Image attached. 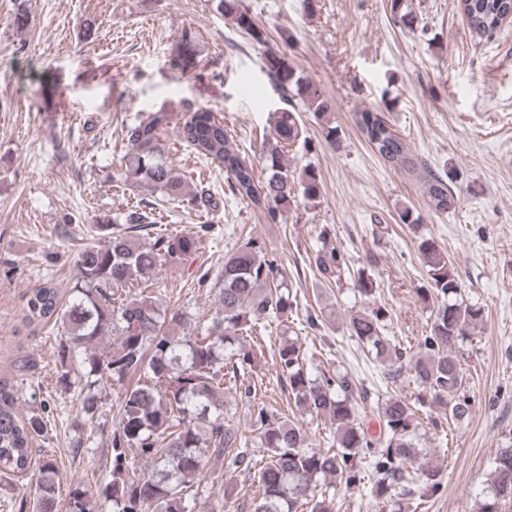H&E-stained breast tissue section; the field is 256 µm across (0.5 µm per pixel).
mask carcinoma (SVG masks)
Returning a JSON list of instances; mask_svg holds the SVG:
<instances>
[{"instance_id":"obj_1","label":"carcinoma","mask_w":512,"mask_h":512,"mask_svg":"<svg viewBox=\"0 0 512 512\" xmlns=\"http://www.w3.org/2000/svg\"><path fill=\"white\" fill-rule=\"evenodd\" d=\"M458 8L472 32L489 38L503 19L512 15V0H458ZM217 11L253 40L261 31L241 0H217ZM392 11L408 27L414 17L408 0H392ZM268 73L281 91L286 107L271 113L272 129L261 149L265 176L258 180L252 161L232 144L224 119L209 109L188 107L173 114L149 112L122 128L127 151L121 164L144 187L169 199L190 196L204 211L219 202L211 188L188 189L168 160L164 144L168 131L196 158L227 178L232 195L249 202L269 224L279 223L298 199L321 194L319 172L307 166L294 177L284 163L285 149L302 144L303 130L295 108L302 103L320 117L327 105L318 90L279 56L266 59ZM355 125L374 154L408 177L425 185L428 207L436 213L454 208L452 172L440 174L419 157L411 144L379 112L355 113ZM126 224L121 230L112 225ZM146 210L136 206L97 225L103 242L78 255V274L61 296L50 281L26 292L24 320L54 322L62 329L55 348L57 383L78 390L85 421L99 418L103 393L119 388L118 420L112 430L109 481L96 495L80 488L59 499L58 474L52 461L38 467L32 499H8L9 508L24 512H195L192 482L204 470L206 456L231 458L232 464L254 474L253 512H333L330 484L360 482L351 461L362 455L372 468L371 494L380 504L402 512L403 500L415 488L438 487V471L420 462L421 422L417 403L398 394L375 393L379 432L360 421L358 401L369 390L349 373L329 376L297 336L279 341L273 351L275 368L288 382V396L311 418L330 423L329 439L336 451L312 447L303 426L270 414L257 401L255 353L249 338L271 316H285L297 306V293L285 266L256 234L242 238L224 258L215 280L216 311L208 322L196 321L184 308H163L154 287L162 265L182 263L202 245L206 226L183 233H159L151 244L140 234L152 229ZM418 250L428 276L419 289L426 302L441 303L432 313L429 335L409 352L386 334L387 311L376 308L353 315L349 336L367 350L381 387L397 382L409 366L416 382L433 403L447 411L448 420L469 416L472 398L459 356L471 329L484 309L461 296L451 273L452 261L434 239L422 237ZM313 262L320 279L342 284L350 272L348 253L318 237ZM140 292L131 293L133 282ZM358 293L372 297L375 279L360 270L354 278ZM250 409V433H239L234 415L238 405ZM47 432L40 413L21 414L14 393L0 388V494L15 489L13 479L32 467L33 443ZM512 503V444L498 450L491 461L487 486L477 512H503Z\"/></svg>"}]
</instances>
